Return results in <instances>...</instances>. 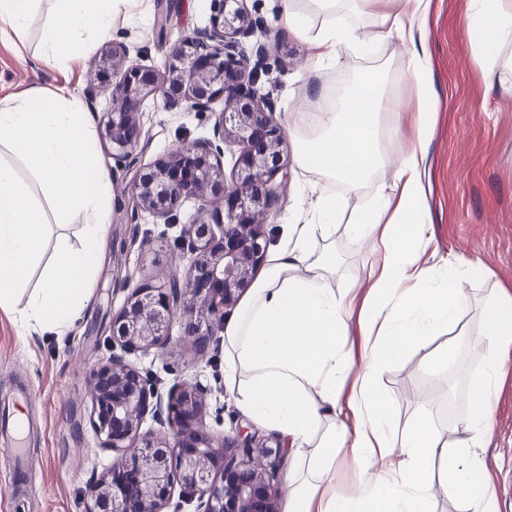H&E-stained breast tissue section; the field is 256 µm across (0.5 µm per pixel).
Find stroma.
I'll return each mask as SVG.
<instances>
[{
  "label": "stroma",
  "mask_w": 512,
  "mask_h": 512,
  "mask_svg": "<svg viewBox=\"0 0 512 512\" xmlns=\"http://www.w3.org/2000/svg\"><path fill=\"white\" fill-rule=\"evenodd\" d=\"M245 7L251 18L279 35L278 40L266 42L276 63L260 74L258 89L271 99L273 118L281 127L293 121L310 90L337 92L370 67L386 69L390 92L401 102H410L414 89L408 69L410 43L390 41L363 56L342 54L336 66L317 67L309 43L290 34L282 20L284 0H246ZM472 9V0H432L423 30L437 114L426 149L430 175L426 197L434 219L435 263L472 261L479 269L465 283L470 303L460 310L456 325L431 342L438 350L449 336L458 337L459 351L448 370H425L422 351L412 349L382 373L381 385L401 424L425 411L438 427H448L466 413L463 396L493 351L488 342H470L484 326L482 305L497 288L512 289V96L500 89L512 81L507 66L512 44L500 49L503 66L488 70L467 28ZM156 13V0H149L146 13L127 18L110 37L99 38L85 49L81 64L67 73L32 64L39 28L31 26L16 48L0 45V93L63 83L83 92L94 88L98 95L93 116L102 118L111 106L108 90L120 79L119 73L101 66L107 41L125 44L131 61L160 69L166 43L208 26L211 2L177 0L163 41L155 34ZM223 109L220 99L207 112L171 111L162 100H147L141 121L148 144L138 167H149L182 143L212 137L215 115ZM111 171L107 259L93 285L90 308L76 328L61 338L41 335L26 328L17 315L0 311V394L12 386L31 390L25 412L28 477L34 489L27 512H85L88 484L113 461L111 449L104 447L92 426L89 394L93 368L110 355L105 344L109 324L132 289L184 271L191 262L190 254L178 248L177 238L182 225L197 215V202L185 201L175 223H156L132 203L133 171L116 164ZM310 179V174L298 172L293 156H286L283 173L272 183L277 202L266 220L269 252L287 244L289 224L296 214L308 210L310 198L300 194L297 184ZM358 206V199H351L338 213L328 238L314 245L315 253L335 252L336 274L330 284L339 292L366 280L372 262L370 245L347 230ZM129 360L154 376L160 395H168L182 379L208 388L204 424L215 436L244 431L258 435L268 447H281L279 434L257 427L238 410L224 380L219 342H211L207 355H195L176 323L163 353H136ZM506 372L488 440L477 450L493 479L497 512H512V358Z\"/></svg>",
  "instance_id": "1"
}]
</instances>
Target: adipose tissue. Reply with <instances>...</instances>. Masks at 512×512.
<instances>
[{
  "label": "adipose tissue",
  "instance_id": "1",
  "mask_svg": "<svg viewBox=\"0 0 512 512\" xmlns=\"http://www.w3.org/2000/svg\"><path fill=\"white\" fill-rule=\"evenodd\" d=\"M376 0H287L289 33L304 38L318 65H336L341 48L364 55L382 42L409 40L423 28L431 0H395L396 12L365 28L344 16L347 5L371 12ZM468 26L487 63L512 43V0H478ZM139 0H0V44L27 34L42 17L34 64L66 72L84 46L111 33L120 13ZM416 77L414 141L400 160L381 147L384 113L399 109L386 95L388 75L360 72L342 102L322 91L299 111L289 137L296 163L316 175L314 199L303 223L288 230L263 276L248 289L235 318L224 327V369L238 408L288 444L290 475L307 471L300 493L282 512H431L435 494L453 499L459 512H497L487 473L475 449L488 437L493 401L512 356V292L498 289L484 305L486 336L496 347L471 385L469 409L452 430L423 416L397 429L380 376L408 349L425 348L427 366L444 369L457 338L433 352L431 336L447 330L469 295L455 273L429 265L433 218L425 201L424 145L437 114L427 77L430 58L412 50ZM389 181L369 187L379 172ZM342 182L349 197H368L350 226L371 241V284L363 296L336 293L329 284L334 255L313 256L327 238ZM112 208V177L93 132V117L79 89L66 84L28 87L0 95V310H19L26 327L66 336L92 299V284L105 258ZM76 224L74 234L66 226ZM60 226L48 240L49 225ZM77 244H70V237ZM40 270L39 286L31 273ZM362 331L361 356L352 359L345 338L350 318ZM454 440H447L448 432ZM353 469L351 482L335 481L336 456ZM443 461L442 477L434 464ZM377 466L368 475V466Z\"/></svg>",
  "mask_w": 512,
  "mask_h": 512
}]
</instances>
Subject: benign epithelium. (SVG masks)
<instances>
[{
  "label": "benign epithelium",
  "instance_id": "benign-epithelium-1",
  "mask_svg": "<svg viewBox=\"0 0 512 512\" xmlns=\"http://www.w3.org/2000/svg\"><path fill=\"white\" fill-rule=\"evenodd\" d=\"M244 2L211 0L210 25L173 43L161 71L129 62L120 43L101 56L102 65L122 73L112 85L104 130L113 159L128 169L136 165L143 138L140 107L146 99L159 97L169 110L208 112L222 97L224 111L215 118L213 138L182 144L134 176L135 207L156 223H172L189 199L199 202L201 216L182 226L192 255L185 272L134 289L112 318V356L92 371L91 405L93 424L116 457L89 485L85 512H182L194 501L196 512H280L268 462L278 449L253 435L212 436L202 421L208 391L190 381L171 390L169 430L141 431L155 391L126 360L135 351L162 352L176 319L197 353L206 354L225 314L265 261L264 226L277 201L271 182L283 170L287 145L272 106L256 88L267 57L259 49L252 61L243 50V40L268 30L249 18ZM228 143L241 146L229 179L221 162Z\"/></svg>",
  "mask_w": 512,
  "mask_h": 512
}]
</instances>
